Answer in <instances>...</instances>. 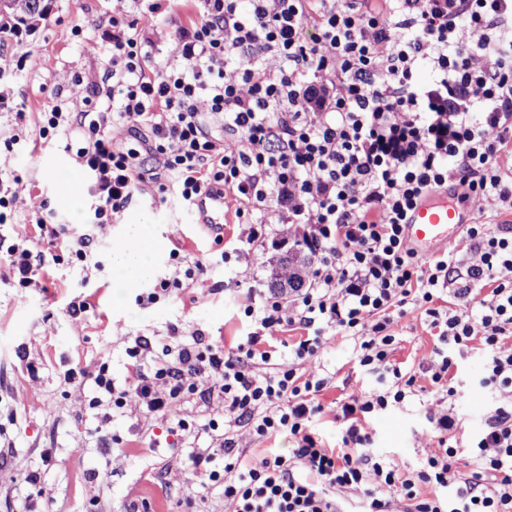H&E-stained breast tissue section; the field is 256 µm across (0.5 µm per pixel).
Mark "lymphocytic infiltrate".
I'll return each mask as SVG.
<instances>
[{
  "label": "lymphocytic infiltrate",
  "mask_w": 512,
  "mask_h": 512,
  "mask_svg": "<svg viewBox=\"0 0 512 512\" xmlns=\"http://www.w3.org/2000/svg\"><path fill=\"white\" fill-rule=\"evenodd\" d=\"M136 3V14L109 18L111 110L94 111L88 81L76 76L67 87L84 111L51 103L34 121L42 135L78 129L72 156L96 223H111L150 187L190 205L228 193L236 217H257L251 242L264 241L273 220L303 225L313 270L307 287L244 308L252 332L237 354L202 335L178 346L135 337L125 389L105 365L93 379L108 399L103 421L131 396L164 414L195 394L223 399L233 425L288 437L287 453L256 460L224 439V469L207 476L223 483L230 512H348L340 488L362 491V512H512V354L500 352L512 340V225H468L464 253L428 259L403 236L408 212L444 190L482 214L512 212V0H197L165 65L143 27L162 0ZM422 68L430 81L419 80ZM216 115L224 134L209 124ZM118 125L135 146L114 138ZM38 209L51 247L85 261L88 236L61 227L47 202ZM0 259L21 287L38 286L44 260L27 242ZM408 304L436 332L428 380L437 402L463 396L458 369L472 342L489 354L479 386L501 400L466 467L451 413L435 423L439 453L417 468L374 446L370 420L417 385L392 361V310ZM276 326L299 331L300 360L315 355L323 328L358 339V365L382 380L342 404L336 447L312 429L327 378L271 366L260 346ZM189 374L207 375L211 387L195 391ZM232 470L237 479L222 482Z\"/></svg>",
  "instance_id": "f902f5d3"
}]
</instances>
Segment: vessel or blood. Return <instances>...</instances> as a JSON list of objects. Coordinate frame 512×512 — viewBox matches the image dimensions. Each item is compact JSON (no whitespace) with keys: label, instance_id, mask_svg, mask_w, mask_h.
Here are the masks:
<instances>
[{"label":"vessel or blood","instance_id":"vessel-or-blood-1","mask_svg":"<svg viewBox=\"0 0 512 512\" xmlns=\"http://www.w3.org/2000/svg\"><path fill=\"white\" fill-rule=\"evenodd\" d=\"M200 225L210 231L224 226V199L218 195H202L195 205ZM476 210L461 209L445 203L425 200L412 209L406 219L404 236L417 254L428 257L475 220Z\"/></svg>","mask_w":512,"mask_h":512}]
</instances>
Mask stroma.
<instances>
[{"label": "stroma", "mask_w": 512, "mask_h": 512, "mask_svg": "<svg viewBox=\"0 0 512 512\" xmlns=\"http://www.w3.org/2000/svg\"><path fill=\"white\" fill-rule=\"evenodd\" d=\"M135 13L134 0H53L47 20L23 39L0 42V66L13 84L16 103L26 111H41L50 90L79 75L102 80L104 55L111 48L108 18L115 12ZM194 0H170L153 22L150 33L159 52L158 63L170 55L176 31L194 15ZM82 27L74 36V27ZM39 57L36 68L16 70L13 61L26 51ZM71 134L58 131L39 138L33 124H20L10 108H0V189L15 192L0 239L13 244L28 238L33 251L45 257L41 285L21 288L0 265V445L7 447V464L0 468V512H227L224 488L212 484L193 456H211V466L223 470L221 431L208 420L225 417L224 403L190 396L166 415L151 413L134 399L111 422L93 407V377L109 364L117 388L127 377L126 349L137 336L175 333L178 343L205 335L231 347L245 342L250 326L241 314L245 304L268 294L271 268L280 253L271 244L248 246L251 217L227 215L224 241L215 244L195 222L191 206L174 193L140 195L111 224L88 221L93 203L88 193L76 205L62 202V189L51 159H68L65 144ZM12 148H5V141ZM48 200L70 227L88 234L96 249L82 263L56 262L45 239L34 230L36 204ZM157 243L146 272L137 285L127 286L112 266V253L124 241L130 225ZM188 261H202L207 271L189 288L160 299L149 308L138 305L160 279L178 276L169 261L173 245ZM242 256H234V249ZM231 252L223 261V252ZM89 301L80 316L71 304ZM401 343L393 354L402 369L423 374L435 355V339L424 315L409 309L397 317ZM318 353L300 364L302 373L328 377L330 386L319 396L324 411L315 422L327 443L341 429L336 413L341 404L372 385L354 360V343L325 329ZM499 400L497 392H468L455 404L461 418L459 448H468ZM431 394L417 391L404 405L374 423L379 447L407 467H417L438 453L434 425L442 413ZM193 422L189 431L169 434L178 420ZM117 435L122 449L104 452L103 435ZM34 483H26L28 474Z\"/></svg>", "instance_id": "obj_1"}]
</instances>
